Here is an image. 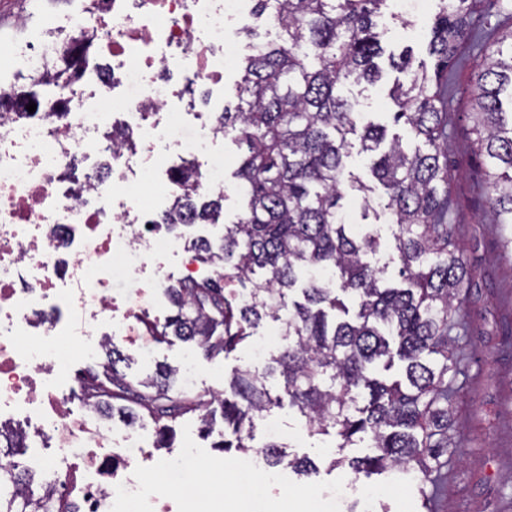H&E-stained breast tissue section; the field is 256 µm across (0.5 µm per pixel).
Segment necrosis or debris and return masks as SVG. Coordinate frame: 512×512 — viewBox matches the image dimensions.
<instances>
[{
  "label": "necrosis or debris",
  "mask_w": 512,
  "mask_h": 512,
  "mask_svg": "<svg viewBox=\"0 0 512 512\" xmlns=\"http://www.w3.org/2000/svg\"><path fill=\"white\" fill-rule=\"evenodd\" d=\"M244 2L75 0L0 60V424L47 437L34 468L68 512H141L142 426L115 427L90 405L75 414L62 384L103 337L139 335L112 284L139 276L150 296L164 258L185 250L162 224L182 192L176 169L196 162L198 191L221 184L222 158H200L222 137L226 24ZM54 62L72 84L17 95ZM190 86L209 89V109Z\"/></svg>",
  "instance_id": "1"
}]
</instances>
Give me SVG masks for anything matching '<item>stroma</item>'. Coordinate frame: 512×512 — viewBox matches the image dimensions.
Listing matches in <instances>:
<instances>
[{"mask_svg": "<svg viewBox=\"0 0 512 512\" xmlns=\"http://www.w3.org/2000/svg\"><path fill=\"white\" fill-rule=\"evenodd\" d=\"M438 5L439 0H389L381 21L383 46L397 52L412 48L415 64L433 68L435 60L427 52V42ZM69 6L70 0H0V44L19 38V30L11 26L15 15L26 14L36 25L45 15L65 12ZM471 25L478 38L464 44L449 63L448 81L442 88L451 173L448 221L467 262L470 286L465 301L468 330L455 347L460 372L450 404L453 426L448 432V453L436 471L442 489L434 506L436 512H512V258L503 252L502 227L486 199L480 162L473 152L468 103L473 69L488 56L489 45L512 27V0H491L490 6L472 15ZM401 78V73L387 67L379 83L351 87L348 95L356 111L386 125L389 135L399 136L411 149L416 142L407 127L392 122L395 105L390 90ZM216 152L224 158L223 208L215 223L190 230L192 242L219 238L244 209L234 172L245 148L229 132ZM343 204L349 224L377 231L379 246L368 260L382 270L386 280L398 283L395 225L386 216L364 214L354 194H346ZM278 331L277 323L264 321L251 342L226 355H210L175 338L121 339L117 346L130 359L125 369L128 377H143L160 364L179 371L189 366L194 371V392L210 396L223 393L225 380L253 363V343ZM271 416L292 433V453L312 459L319 474L301 480L288 471L267 469L263 492L249 495L235 466L237 453L213 447L211 439L200 433L198 421L188 417L177 424L171 450L175 458L186 450L193 457L179 478L176 512H349L358 500L355 487L390 483L396 484V491L372 503V512H425L413 484L388 474L367 478L355 476L345 466L331 468L330 449L338 445V437H309L303 418L288 408L273 410Z\"/></svg>", "mask_w": 512, "mask_h": 512, "instance_id": "1", "label": "stroma"}]
</instances>
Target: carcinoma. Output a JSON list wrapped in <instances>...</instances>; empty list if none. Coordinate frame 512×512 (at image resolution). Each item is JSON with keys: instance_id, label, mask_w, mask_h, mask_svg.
<instances>
[{"instance_id": "obj_1", "label": "carcinoma", "mask_w": 512, "mask_h": 512, "mask_svg": "<svg viewBox=\"0 0 512 512\" xmlns=\"http://www.w3.org/2000/svg\"><path fill=\"white\" fill-rule=\"evenodd\" d=\"M388 0H255V14L273 19L281 41L262 42L243 29L253 53L246 57L239 103L219 116V126L247 146L235 178L248 197L247 212L224 226L219 241L202 238L197 259L212 266L208 277L167 288L175 308L156 335L192 341L210 353H228L269 318L283 324L287 345L261 369L236 371L233 398H210L177 385L176 371L160 365L142 379L120 370L125 358L106 349L103 374L80 381L100 411L123 423L150 419L157 447L171 448L176 423L197 416L212 431L215 418L231 438L216 444L261 454L270 469L290 468L311 477L316 465L293 456L282 443L251 444L257 417L283 403L305 418L311 436L340 437L343 449L369 440L371 452L335 458L355 473H412L431 481L448 452V374L455 372L450 331L461 310L468 268L448 224L450 179L440 76L464 42L473 38L472 14L480 0H442L430 30L431 72L413 67L404 51L388 56L405 75L391 90L395 121H404L422 146L409 153L386 127L359 125L346 86L371 85L381 77L384 54L374 20ZM489 61L471 79L472 144L481 159L487 201L498 223L512 227V28L495 41ZM374 155L371 172L385 188L384 208L394 224L405 286L387 284L365 260L377 238L356 235L337 215L343 186L371 207L372 187L345 175L349 136ZM183 194L165 219L171 229L187 221L208 224L224 194L205 201L193 168L180 174ZM309 272L303 301L289 300L297 273ZM401 363L402 374L380 379ZM280 378L278 391L268 385ZM219 409H214L213 404ZM0 456L27 448L19 428L0 426ZM51 488H37L29 468L0 465V512H51Z\"/></svg>"}]
</instances>
